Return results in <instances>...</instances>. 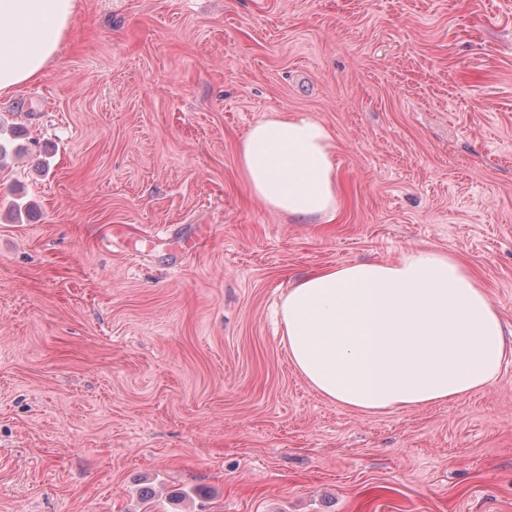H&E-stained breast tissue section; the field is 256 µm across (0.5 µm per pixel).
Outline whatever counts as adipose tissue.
Here are the masks:
<instances>
[{
  "label": "adipose tissue",
  "instance_id": "adipose-tissue-1",
  "mask_svg": "<svg viewBox=\"0 0 512 512\" xmlns=\"http://www.w3.org/2000/svg\"><path fill=\"white\" fill-rule=\"evenodd\" d=\"M77 7L78 0H0V95L43 76ZM335 150L319 120L276 114L250 127L237 163L267 208L325 218L338 199ZM277 314L290 360L311 388L367 412L489 387L512 354L481 280L458 256L433 248L315 269L289 287Z\"/></svg>",
  "mask_w": 512,
  "mask_h": 512
}]
</instances>
